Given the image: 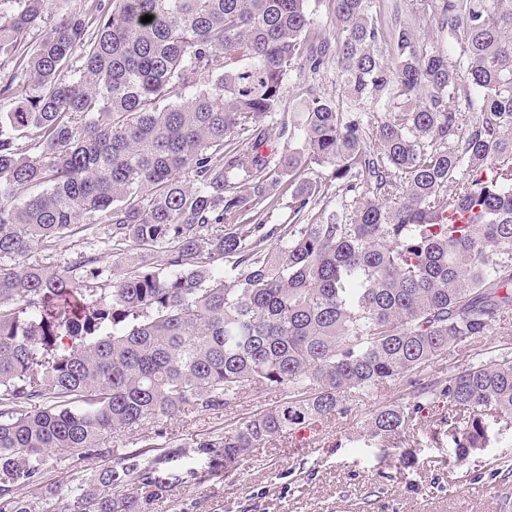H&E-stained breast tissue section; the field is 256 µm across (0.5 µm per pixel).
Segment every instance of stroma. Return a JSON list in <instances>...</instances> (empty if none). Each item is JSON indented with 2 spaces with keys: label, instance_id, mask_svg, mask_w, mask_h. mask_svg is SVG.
<instances>
[{
  "label": "stroma",
  "instance_id": "stroma-1",
  "mask_svg": "<svg viewBox=\"0 0 512 512\" xmlns=\"http://www.w3.org/2000/svg\"><path fill=\"white\" fill-rule=\"evenodd\" d=\"M311 85L322 94H335V68L314 78L290 72L284 81L282 112H291ZM400 392V385H389L356 405L348 417L254 449L231 474L203 486L183 484L158 502L154 512H512V504L504 505L498 498L490 475L493 464L512 461L511 434L500 436L460 467L448 464L454 454L450 443L433 441L426 430L415 436L411 451L416 460L410 466L403 462L404 449L386 454L364 440L361 432L369 414L395 401ZM223 425L220 414L158 420L167 436L186 444ZM107 464L97 456L80 460L58 452L46 476L58 488L54 512H63L73 472L91 474Z\"/></svg>",
  "mask_w": 512,
  "mask_h": 512
}]
</instances>
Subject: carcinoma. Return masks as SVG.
<instances>
[{"label": "carcinoma", "instance_id": "cac0c4a2", "mask_svg": "<svg viewBox=\"0 0 512 512\" xmlns=\"http://www.w3.org/2000/svg\"><path fill=\"white\" fill-rule=\"evenodd\" d=\"M11 2L0 512H50L43 478L60 451L113 458L73 473L65 512H153L183 476L219 479L396 381L363 434L385 452L427 422L460 465L512 429L511 359L429 374L512 314V0H422L453 60L374 0H329L332 40L308 0H86L45 29L49 0ZM329 64L336 96L310 87L275 120L286 75ZM364 97L383 116L344 107ZM328 167L338 202L315 223L325 190L308 174ZM285 175L291 222L267 224ZM75 236L91 253L28 260ZM108 256L125 272L98 294L87 284ZM249 393L279 400L235 417ZM195 412L227 419L191 457L171 439L103 447Z\"/></svg>", "mask_w": 512, "mask_h": 512}]
</instances>
